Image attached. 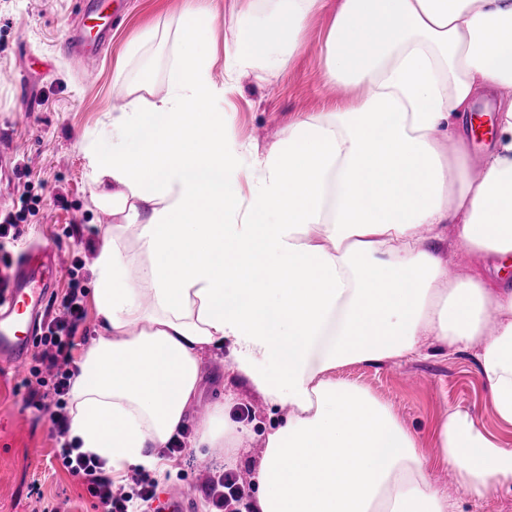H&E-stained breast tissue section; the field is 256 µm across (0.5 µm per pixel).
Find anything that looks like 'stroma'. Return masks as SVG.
<instances>
[{
    "label": "stroma",
    "instance_id": "1",
    "mask_svg": "<svg viewBox=\"0 0 512 512\" xmlns=\"http://www.w3.org/2000/svg\"><path fill=\"white\" fill-rule=\"evenodd\" d=\"M250 0H212L215 20L206 39L214 55L211 76L224 86V44L246 20ZM82 0H0V71L23 74L22 82L0 81V136L13 158L0 175V214L21 211L20 238L10 253L18 260L36 241L62 251L56 288L48 316L59 303L71 277L86 291L85 318L72 350L71 369H78L99 332L91 295L92 266L103 243L102 207L85 175L83 147L88 139L109 133L108 118L122 111L129 89L150 73V90L166 91V74L174 61L175 39L182 24L184 0H124L112 14V41L95 82L86 83L82 65L67 49L66 39L81 14ZM337 0H327L305 30L300 47L279 75L255 80L243 69L222 107L229 137L257 149L268 148L297 116L329 112L354 93L329 86L321 64L324 40ZM28 195V208L19 198ZM451 276L480 273L494 277V261L467 253L453 239L436 246ZM425 353L397 362L351 364L337 368L340 381L356 383L387 404L401 423L419 436L423 451L435 455L434 433L449 409L467 411L475 423L512 448V428L499 426L478 375L475 349L451 350L426 337ZM201 380L194 406L226 400L224 413L245 426L234 470L253 477L265 448V436L287 416L284 408L266 405L263 396L232 369L229 348L201 350ZM22 377L0 364V512H106L104 505L63 466L56 456L57 436L45 414L27 406ZM179 438L181 456L168 457L164 469L141 473L129 469L119 482L132 487L147 475L158 487L186 493L190 512H207V473L198 466L208 458L214 469L224 466L223 453L195 448V419L187 417ZM434 478L456 499L461 512H512V488L503 487L474 501L463 494L455 472L437 466Z\"/></svg>",
    "mask_w": 512,
    "mask_h": 512
}]
</instances>
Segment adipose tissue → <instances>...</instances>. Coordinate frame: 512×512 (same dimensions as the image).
<instances>
[{
    "mask_svg": "<svg viewBox=\"0 0 512 512\" xmlns=\"http://www.w3.org/2000/svg\"><path fill=\"white\" fill-rule=\"evenodd\" d=\"M165 94L131 95L86 148L112 215L94 265L100 318L71 389L69 436L128 469H159L201 377L200 350L288 414L268 434L254 512H459L417 435L337 367L477 347L499 422L512 427V284L449 278L434 249L512 257V101L481 171L476 100L512 90V0H340L322 49L352 101L298 118L265 151L232 144L202 48L213 10L186 0ZM324 0H253L224 71L276 75ZM136 249H129L128 239ZM224 402L199 448L244 434ZM439 455L466 496L512 486V448L449 409Z\"/></svg>",
    "mask_w": 512,
    "mask_h": 512,
    "instance_id": "obj_1",
    "label": "adipose tissue"
}]
</instances>
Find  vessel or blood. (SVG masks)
<instances>
[{
	"instance_id": "vessel-or-blood-1",
	"label": "vessel or blood",
	"mask_w": 512,
	"mask_h": 512,
	"mask_svg": "<svg viewBox=\"0 0 512 512\" xmlns=\"http://www.w3.org/2000/svg\"><path fill=\"white\" fill-rule=\"evenodd\" d=\"M83 16L98 20L95 38L70 42L71 50L80 55L86 81L97 77L102 39L112 33V0H83ZM58 268L52 247H44L22 265L8 288L0 292V360L23 366L31 353L37 321L48 297L53 273Z\"/></svg>"
}]
</instances>
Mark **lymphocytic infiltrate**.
<instances>
[{
	"label": "lymphocytic infiltrate",
	"mask_w": 512,
	"mask_h": 512,
	"mask_svg": "<svg viewBox=\"0 0 512 512\" xmlns=\"http://www.w3.org/2000/svg\"><path fill=\"white\" fill-rule=\"evenodd\" d=\"M83 298L84 290L79 280H72L62 298L61 314L44 324L43 334L38 340L41 350L35 357L38 379L28 385L25 402L48 412L59 442L58 458L72 475L86 485L88 492L106 506L107 512H131L134 501L153 499L155 483L140 482L133 493L114 491L103 461L79 452L68 439L69 414L65 398L74 377L68 363L75 334L85 316ZM205 493L212 512H252L246 483L235 471L214 473L205 485Z\"/></svg>",
	"instance_id": "1"
}]
</instances>
